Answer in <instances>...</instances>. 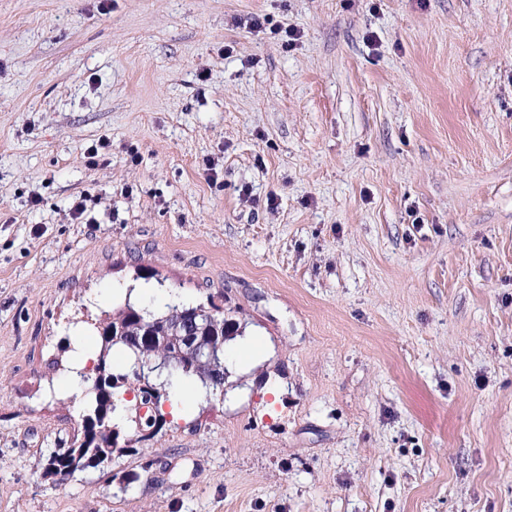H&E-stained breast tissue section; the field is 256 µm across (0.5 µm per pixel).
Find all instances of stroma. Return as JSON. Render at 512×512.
Instances as JSON below:
<instances>
[{
	"instance_id": "35a3bbf8",
	"label": "stroma",
	"mask_w": 512,
	"mask_h": 512,
	"mask_svg": "<svg viewBox=\"0 0 512 512\" xmlns=\"http://www.w3.org/2000/svg\"><path fill=\"white\" fill-rule=\"evenodd\" d=\"M133 288L224 386L57 485ZM0 512H512V0H0Z\"/></svg>"
}]
</instances>
